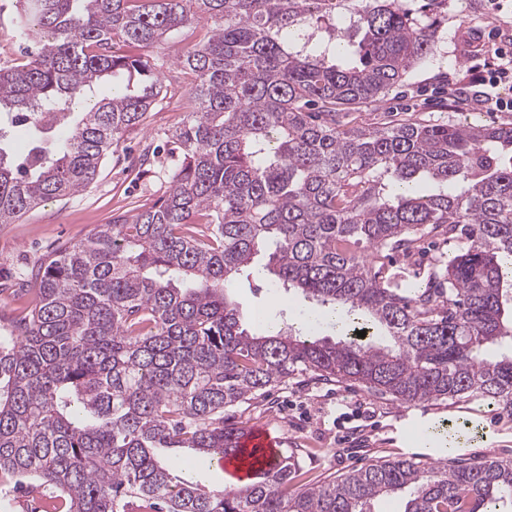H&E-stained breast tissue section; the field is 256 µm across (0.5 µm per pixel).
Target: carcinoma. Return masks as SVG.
I'll use <instances>...</instances> for the list:
<instances>
[{"label":"carcinoma","mask_w":512,"mask_h":512,"mask_svg":"<svg viewBox=\"0 0 512 512\" xmlns=\"http://www.w3.org/2000/svg\"><path fill=\"white\" fill-rule=\"evenodd\" d=\"M448 0H17L36 51L0 67V224L73 196L143 125L162 73L135 54L202 26L174 62L194 107L171 135L168 195L37 263L0 335V512L49 492L51 512H512V461L372 463L301 484L296 453L240 489L188 481L246 433L226 413L296 371L405 405L480 399L512 410V127L344 129L436 51ZM465 245L429 282L389 257L427 236ZM266 253L274 288L364 320L337 341L310 321L257 336L230 300Z\"/></svg>","instance_id":"cac0c4a2"}]
</instances>
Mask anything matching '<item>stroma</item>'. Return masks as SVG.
Masks as SVG:
<instances>
[{"instance_id":"stroma-1","label":"stroma","mask_w":512,"mask_h":512,"mask_svg":"<svg viewBox=\"0 0 512 512\" xmlns=\"http://www.w3.org/2000/svg\"><path fill=\"white\" fill-rule=\"evenodd\" d=\"M494 34L498 44H512V11L495 13L486 0H448V15L439 27V48L416 66L383 102L344 109L336 114L345 127H377L416 119L430 124L469 122L512 127V112L474 99L470 62L464 61L459 37L471 32ZM193 106L181 88L161 95L144 124L127 133L116 157L102 166L85 191L48 202L19 223L0 224V326L10 327L27 287V273L48 252L84 239L98 225L161 199L170 186L181 153L170 141ZM248 427L268 426L285 448L298 451L303 479L324 481L385 460H422L424 445L447 448L439 434L442 422L467 420L488 429V440L464 439L456 454L473 460H512V415L479 400L401 405L363 387L326 383L295 373L229 414Z\"/></svg>"}]
</instances>
